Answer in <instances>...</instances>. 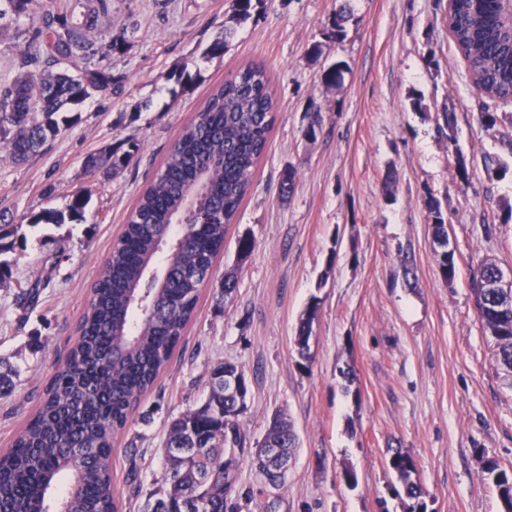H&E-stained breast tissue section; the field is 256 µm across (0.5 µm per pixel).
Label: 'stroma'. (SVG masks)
<instances>
[{"instance_id": "stroma-1", "label": "stroma", "mask_w": 512, "mask_h": 512, "mask_svg": "<svg viewBox=\"0 0 512 512\" xmlns=\"http://www.w3.org/2000/svg\"><path fill=\"white\" fill-rule=\"evenodd\" d=\"M448 4L261 0L236 24L232 0H110L108 13L94 18L91 0H68L69 25L95 44L123 35L120 50L103 60L123 90L70 107L69 127L29 161H0V213L25 236L9 254L10 282L0 285V358L17 371L0 398V450L64 364L92 279L182 126L215 86L260 64L277 101L269 146L227 228L213 284L201 288L167 369L113 445L120 512H140L154 491L169 421L200 404L220 361L245 372L250 441L263 439L274 414L294 426L298 448L281 512H404L387 466L393 448L413 459L429 512H501L482 468L492 459L512 469V389L501 380L470 279L488 259L512 268V104H491L502 119L483 123L482 96L448 31ZM344 6L352 15L336 40L329 31ZM29 25L11 12L0 19V83L21 72ZM220 39L223 55H209ZM315 44L314 61L307 51ZM339 61L348 69L327 86L321 73ZM183 69L194 78L187 90L174 78ZM130 139L139 151L126 169L86 173L89 156L125 150ZM489 155L505 166L498 177L487 175ZM288 178L294 186L284 196ZM79 191L89 198L83 222L31 225L43 209L66 210ZM431 197L442 204L455 251L450 283L436 266ZM243 237L255 242L244 258ZM406 259L415 279L403 276ZM228 271L237 289L222 302L214 283ZM36 282L38 303L18 308L20 289ZM315 298L307 362L295 336ZM133 466L140 481L132 485ZM347 468L356 488L342 478Z\"/></svg>"}]
</instances>
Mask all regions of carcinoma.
I'll return each mask as SVG.
<instances>
[{"mask_svg": "<svg viewBox=\"0 0 512 512\" xmlns=\"http://www.w3.org/2000/svg\"><path fill=\"white\" fill-rule=\"evenodd\" d=\"M257 0H233V18L252 17ZM65 6L48 10L32 21L22 72L0 85V142L8 158L24 163L41 152L60 132L57 119L66 104L78 105L94 95H108L121 79L100 65L76 74L46 72L40 66L74 57H106L119 48V35L94 47L85 35L67 25ZM448 28L466 61L474 86L484 97L512 104V28L502 0H454ZM275 121V103L264 68L247 65L216 87L193 118L184 124L160 170L141 191L118 241L98 273L79 323V337L67 361L45 389L37 413L0 453V512H117L112 483V444L141 398L150 391L179 345L192 318L201 285L210 280L213 264L224 247L226 226L237 216L248 194L253 171L264 154ZM138 145L112 152V170L127 167ZM207 185L197 198L206 223H196L186 210V196L200 176ZM88 197L76 193L68 205L70 220H85ZM434 237L448 236L441 204H427ZM65 215L43 210L32 225L59 224ZM18 227L0 224V255L14 249ZM441 277L453 282L454 255L437 253ZM496 268L484 262L471 275L470 289L483 327L495 342L496 363L512 388V308L501 310L498 298L482 284ZM314 298L302 313L296 342L317 316ZM238 377L247 394L244 371L219 362L209 371L204 400L173 418L163 447L164 472L143 512H273L264 500L272 488L283 501L288 477L273 473L255 457L243 427L247 405L224 392V375ZM16 370L0 360V397L10 393ZM266 439L294 451L297 437L291 424L275 417ZM237 449L234 465L224 462L226 448ZM262 475L260 487H242L243 463ZM389 468L411 500L406 512H427L420 484L413 479L412 458L400 450ZM483 473L497 489L503 512H512V471L489 460Z\"/></svg>", "mask_w": 512, "mask_h": 512, "instance_id": "1", "label": "carcinoma"}]
</instances>
